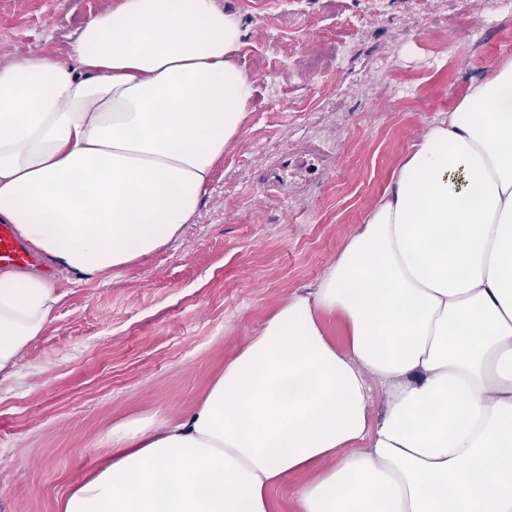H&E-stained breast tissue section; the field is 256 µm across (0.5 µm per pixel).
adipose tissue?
<instances>
[{
  "label": "adipose tissue",
  "mask_w": 512,
  "mask_h": 512,
  "mask_svg": "<svg viewBox=\"0 0 512 512\" xmlns=\"http://www.w3.org/2000/svg\"><path fill=\"white\" fill-rule=\"evenodd\" d=\"M246 36L217 0H118L65 51L0 63V222L53 268L0 271V376L52 322L57 276L130 267L192 223L251 116ZM106 446L57 512H275L297 475L293 512H512V58L184 416Z\"/></svg>",
  "instance_id": "adipose-tissue-1"
}]
</instances>
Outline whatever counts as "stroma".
<instances>
[{
    "label": "stroma",
    "instance_id": "1",
    "mask_svg": "<svg viewBox=\"0 0 512 512\" xmlns=\"http://www.w3.org/2000/svg\"><path fill=\"white\" fill-rule=\"evenodd\" d=\"M114 0H0V63L64 49ZM249 34V124L183 236L60 282L55 320L0 380V512H56L117 424L175 420L288 292L315 283L427 126L512 56V0H218ZM320 150L325 174L264 177Z\"/></svg>",
    "mask_w": 512,
    "mask_h": 512
}]
</instances>
